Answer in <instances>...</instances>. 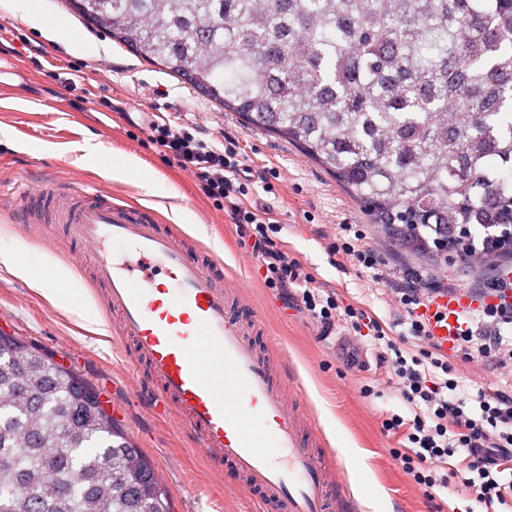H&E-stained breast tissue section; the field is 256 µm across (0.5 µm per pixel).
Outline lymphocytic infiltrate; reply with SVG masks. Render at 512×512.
I'll use <instances>...</instances> for the list:
<instances>
[{
    "instance_id": "f902f5d3",
    "label": "lymphocytic infiltrate",
    "mask_w": 512,
    "mask_h": 512,
    "mask_svg": "<svg viewBox=\"0 0 512 512\" xmlns=\"http://www.w3.org/2000/svg\"><path fill=\"white\" fill-rule=\"evenodd\" d=\"M146 140L167 160L189 171L203 194L232 217L241 235L252 242L265 285L276 290L284 303L306 311L321 335H330L344 321L353 330H367L375 340L385 338L379 321L336 296L322 294L313 276L284 249L278 237L281 224L272 208L251 200L255 181H262L267 191L272 185L265 173H254L245 165L237 138L206 140L181 124L166 122L153 124ZM328 250L367 268L381 264L359 224L337 225ZM435 293L434 284L418 273L406 274L395 292L401 316L419 349L405 352L396 346L378 356L379 365L392 366L399 377L400 396L410 411L406 417L391 415L382 427L386 433L402 436L403 446L392 454L424 495L441 488L473 500L482 512H496L500 505L512 512V479L503 477L512 467V388L479 391V415L466 413V399L457 392L456 368L417 314L418 307ZM505 328L512 329V303L484 307L458 336L456 349L467 361H492L512 369V347L504 344L501 334Z\"/></svg>"
}]
</instances>
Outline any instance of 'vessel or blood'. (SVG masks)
Wrapping results in <instances>:
<instances>
[{
	"label": "vessel or blood",
	"mask_w": 512,
	"mask_h": 512,
	"mask_svg": "<svg viewBox=\"0 0 512 512\" xmlns=\"http://www.w3.org/2000/svg\"><path fill=\"white\" fill-rule=\"evenodd\" d=\"M20 224L64 225L92 265L96 301L117 315L154 389L185 422L216 468L228 467L259 495L264 512H353L336 481L344 463L322 452L321 435L301 407L302 390L278 380L255 341L261 315L246 307L220 263L150 212L54 179L22 190ZM468 290L419 308L442 349H450L478 309Z\"/></svg>",
	"instance_id": "b4317fda"
}]
</instances>
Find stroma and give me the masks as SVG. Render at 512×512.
<instances>
[{
	"label": "stroma",
	"mask_w": 512,
	"mask_h": 512,
	"mask_svg": "<svg viewBox=\"0 0 512 512\" xmlns=\"http://www.w3.org/2000/svg\"><path fill=\"white\" fill-rule=\"evenodd\" d=\"M38 2L46 21L42 27L0 8V89L6 92L0 100V250L45 256L81 284L82 294L69 306L51 303L0 266V330L43 349L96 390L119 429L155 467L173 512H262L242 478L219 474L178 415L147 394L143 377L126 361L113 322L103 320L100 335L80 326L78 310L95 305L93 274L72 263L78 248L63 226L46 224L28 234L14 214L19 190L50 176L66 190L105 183L114 201L153 208L163 224L171 221L164 210L167 196L177 194L187 213L180 231L217 256L225 273L241 283L246 303L263 313L282 372L301 385L309 416L327 447L345 462L343 483L359 512H470L471 501L461 497L441 493L427 499L392 457L398 438L384 433L382 422L404 408L396 380L377 363L373 338L355 339L342 323L321 337L303 311L284 305L265 286L258 260L241 246L236 225L203 195L189 172L145 143L143 130L151 121L174 117L215 136L225 131L238 137L248 165L279 174L273 193L260 191L255 199L274 206L289 254L323 292L378 318L388 339L401 348L414 343L390 302L405 271H419L450 293L478 294L498 275V267H436L393 250L384 228L372 223L362 204L296 147L246 128L236 113L188 80L135 56L80 18L70 0ZM59 16L68 19L70 36L88 45V52H73L50 34L48 22ZM105 132L113 158L133 164L127 180L103 179L98 165L74 149L86 140L100 144ZM146 175L156 181V196L145 195L138 185ZM339 224L366 225L383 261L379 269L329 255L325 236ZM365 386L372 388L371 396L362 395Z\"/></svg>",
	"instance_id": "35a3bbf8"
}]
</instances>
